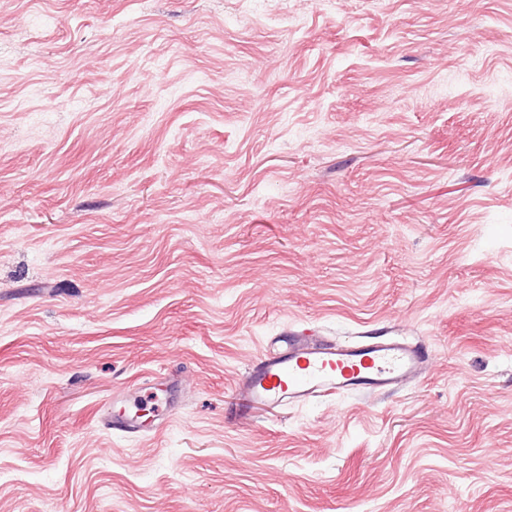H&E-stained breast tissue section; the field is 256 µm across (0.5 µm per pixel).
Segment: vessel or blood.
Instances as JSON below:
<instances>
[{"instance_id": "1", "label": "vessel or blood", "mask_w": 512, "mask_h": 512, "mask_svg": "<svg viewBox=\"0 0 512 512\" xmlns=\"http://www.w3.org/2000/svg\"><path fill=\"white\" fill-rule=\"evenodd\" d=\"M428 343L392 339L367 343H339L305 329L264 347L237 377L233 391L236 419L245 421L261 412L291 404H305L350 392L372 396L422 381L431 368ZM184 385L166 378L150 393L174 409ZM140 396L118 390L105 414L108 429L125 435L150 432L153 421L143 416Z\"/></svg>"}]
</instances>
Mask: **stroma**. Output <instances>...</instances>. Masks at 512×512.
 Here are the masks:
<instances>
[{"label":"stroma","instance_id":"1","mask_svg":"<svg viewBox=\"0 0 512 512\" xmlns=\"http://www.w3.org/2000/svg\"><path fill=\"white\" fill-rule=\"evenodd\" d=\"M305 328L431 370L225 421ZM0 512H512V0H0ZM162 379L165 381L160 382L154 387L155 392H150L145 396L150 398V401L162 400V403L165 404L166 410L172 411L179 403L184 390V385L179 378L165 377ZM158 392L163 396L162 399ZM147 398L144 400L146 401ZM143 396L125 390H116L112 394V408L105 410V426L124 435H143L151 432L158 420L159 406L154 405L153 418H144L139 406L144 405Z\"/></svg>","mask_w":512,"mask_h":512}]
</instances>
